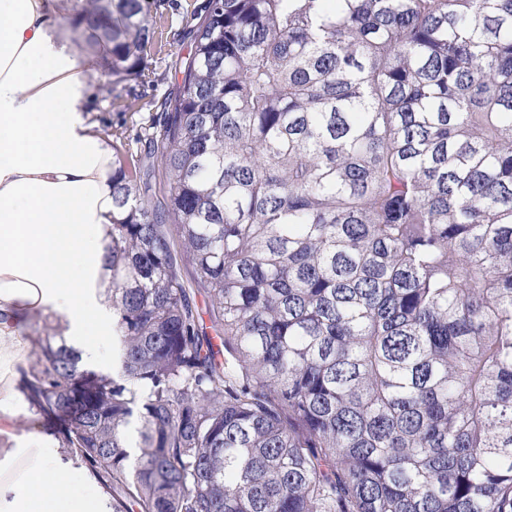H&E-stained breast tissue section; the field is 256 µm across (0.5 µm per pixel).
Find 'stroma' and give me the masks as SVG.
I'll use <instances>...</instances> for the list:
<instances>
[{
  "label": "stroma",
  "mask_w": 512,
  "mask_h": 512,
  "mask_svg": "<svg viewBox=\"0 0 512 512\" xmlns=\"http://www.w3.org/2000/svg\"><path fill=\"white\" fill-rule=\"evenodd\" d=\"M206 2L143 0L154 36L142 71L120 79L99 67L91 75L92 119L114 144L122 162L140 157L138 133L152 123L158 101L180 85V61L191 49L192 30Z\"/></svg>",
  "instance_id": "stroma-1"
}]
</instances>
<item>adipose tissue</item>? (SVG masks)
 Masks as SVG:
<instances>
[{
    "label": "adipose tissue",
    "mask_w": 512,
    "mask_h": 512,
    "mask_svg": "<svg viewBox=\"0 0 512 512\" xmlns=\"http://www.w3.org/2000/svg\"><path fill=\"white\" fill-rule=\"evenodd\" d=\"M87 61L55 0H0V372L21 351L18 307L54 312L84 356L107 355L100 302L112 147L89 113ZM0 450V512H99L102 492L28 436Z\"/></svg>",
    "instance_id": "obj_1"
}]
</instances>
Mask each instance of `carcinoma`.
Segmentation results:
<instances>
[{"instance_id": "cac0c4a2", "label": "carcinoma", "mask_w": 512, "mask_h": 512, "mask_svg": "<svg viewBox=\"0 0 512 512\" xmlns=\"http://www.w3.org/2000/svg\"><path fill=\"white\" fill-rule=\"evenodd\" d=\"M112 75L142 0H86ZM112 155V372L17 368L109 512H512V0H208ZM193 268L224 355L200 327Z\"/></svg>"}]
</instances>
